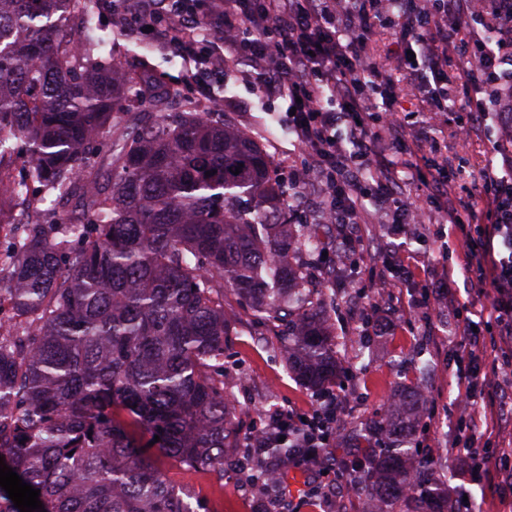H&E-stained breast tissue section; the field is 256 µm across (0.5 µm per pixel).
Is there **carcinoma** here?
Segmentation results:
<instances>
[{"label":"carcinoma","mask_w":512,"mask_h":512,"mask_svg":"<svg viewBox=\"0 0 512 512\" xmlns=\"http://www.w3.org/2000/svg\"><path fill=\"white\" fill-rule=\"evenodd\" d=\"M87 2L0 0V456L46 512H196L148 450L224 480V290L288 337L302 383L338 384L336 336L296 262L318 236L290 222L264 146L218 112L158 118L102 160L146 63L102 58L115 39ZM47 195L83 208L17 234L4 202ZM423 402L396 394L364 462H343L364 512H431L441 496L409 448Z\"/></svg>","instance_id":"1"}]
</instances>
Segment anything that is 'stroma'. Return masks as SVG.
I'll return each mask as SVG.
<instances>
[{"label":"stroma","mask_w":512,"mask_h":512,"mask_svg":"<svg viewBox=\"0 0 512 512\" xmlns=\"http://www.w3.org/2000/svg\"><path fill=\"white\" fill-rule=\"evenodd\" d=\"M112 32L120 45V64L131 68L147 59L153 74L174 90L176 98L169 101L166 114L178 115L192 104L204 109L211 97H220L226 122L264 145L275 161L277 176L291 184L292 172L304 156L292 136L272 135L288 121L284 100L261 94L249 79L237 74L222 79L202 69L194 80H185L177 47L159 45L148 32L131 34L117 26ZM392 41L391 28L375 27L367 35L368 53L384 61L401 106L412 120L425 121L424 94L407 80L404 64L390 56ZM450 105L453 112L447 127L418 146L421 168L428 174L447 167L454 203L478 209L482 206L480 175L487 165L501 166L496 144L512 130V115L504 113L477 126L464 143L456 137L455 126L467 116L466 93H455ZM357 230L365 239L380 244L379 251L357 264L343 262L332 245L325 254L299 256L300 262L313 263L326 274L321 294L324 315L336 334L342 366L339 380L350 399L340 413L341 436L330 450L331 458L350 453L355 445L353 430L383 415L391 393L405 385L426 398L414 442L421 447V457L442 462L440 476L456 500V512H512V495L505 491L512 474L494 467L482 483H470L463 457L452 446L448 413L458 392L455 371L461 363L452 335L455 312L465 303L487 304V289L464 276V255L457 243L449 240L444 215L431 214L422 225L373 222L358 225ZM406 259L412 263L415 277L404 281L396 278L395 271ZM452 266L457 269L453 296L440 297L427 307L415 306L423 285L443 280ZM224 312L233 326L224 347V392L237 435H254L265 414L275 409L296 416L310 414L322 395L301 386L288 370L281 337L244 310L233 291L224 294ZM366 319L376 323L377 335L361 334ZM152 460L168 483L191 494L206 512H254L256 501L263 496L261 489L248 486V472L242 466L225 469L219 478L210 470L191 468L157 453ZM333 477L332 470L320 467L286 469L278 512H361L360 500L343 489L327 501L309 497V488L328 487Z\"/></svg>","instance_id":"35a3bbf8"}]
</instances>
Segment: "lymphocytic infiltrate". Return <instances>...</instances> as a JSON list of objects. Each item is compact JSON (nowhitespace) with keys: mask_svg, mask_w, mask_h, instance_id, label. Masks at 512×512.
<instances>
[{"mask_svg":"<svg viewBox=\"0 0 512 512\" xmlns=\"http://www.w3.org/2000/svg\"><path fill=\"white\" fill-rule=\"evenodd\" d=\"M471 0H164L155 8L143 0L134 10L115 5L127 29L152 27L156 39L180 47L186 64L223 72L241 64L250 68L257 89L296 107L288 126L308 155L309 169L324 181L327 224H361L374 202L381 215L396 224H421L431 211L444 213L448 231L464 254V269L492 290L477 319H465L458 344L467 360L458 376L460 404L474 402L485 388L481 365L501 351L512 336V174L487 170L481 176L484 213L454 208L445 172L431 175L430 190L409 197L406 173L416 170L413 158L370 159L375 131L393 134L399 143L417 140L404 125L394 92H380L384 67L366 52L365 36L377 23L391 20L416 50L410 77L433 82L427 91L429 127L448 121V66L457 63L462 86L469 91L471 115L488 111L484 98L498 76L512 68L507 56L481 44L470 24ZM370 170L376 195L361 178ZM342 398L333 395L300 419L281 410L267 416L269 441L287 437L294 447L292 463L323 465L321 449L330 447L333 421ZM493 419L468 415L459 419L455 447L464 465L481 477L495 442Z\"/></svg>","mask_w":512,"mask_h":512,"instance_id":"1","label":"lymphocytic infiltrate"}]
</instances>
